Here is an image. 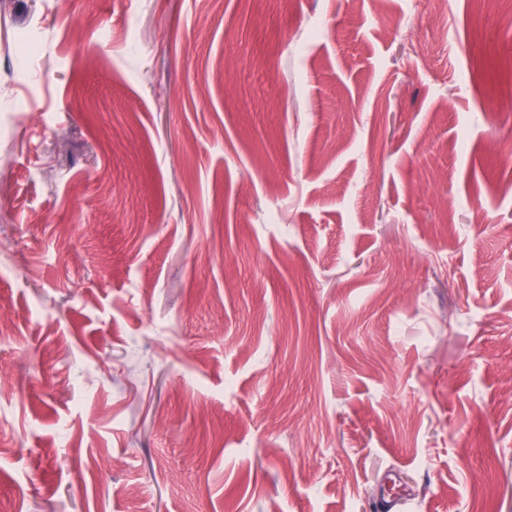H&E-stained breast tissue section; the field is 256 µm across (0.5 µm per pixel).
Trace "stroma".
Returning <instances> with one entry per match:
<instances>
[{"label": "stroma", "mask_w": 512, "mask_h": 512, "mask_svg": "<svg viewBox=\"0 0 512 512\" xmlns=\"http://www.w3.org/2000/svg\"><path fill=\"white\" fill-rule=\"evenodd\" d=\"M512 0H0V512H512Z\"/></svg>", "instance_id": "obj_1"}]
</instances>
